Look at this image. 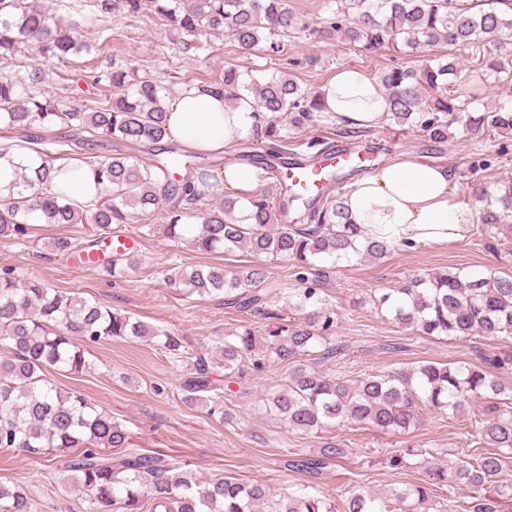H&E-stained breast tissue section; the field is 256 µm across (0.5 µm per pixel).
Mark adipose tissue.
Returning <instances> with one entry per match:
<instances>
[{
  "instance_id": "1",
  "label": "adipose tissue",
  "mask_w": 512,
  "mask_h": 512,
  "mask_svg": "<svg viewBox=\"0 0 512 512\" xmlns=\"http://www.w3.org/2000/svg\"><path fill=\"white\" fill-rule=\"evenodd\" d=\"M320 95L327 112L347 127L375 128L386 119L382 87L360 69H340ZM166 119L169 135L204 153L224 151L262 131L252 98L230 108L222 94L194 86L168 102ZM344 204L351 223L361 228L362 240L409 249L462 241L476 222L475 211L461 199L453 171L407 153L352 182Z\"/></svg>"
}]
</instances>
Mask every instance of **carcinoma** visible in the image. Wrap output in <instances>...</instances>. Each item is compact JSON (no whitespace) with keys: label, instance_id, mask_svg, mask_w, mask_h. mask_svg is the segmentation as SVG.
<instances>
[{"label":"carcinoma","instance_id":"carcinoma-1","mask_svg":"<svg viewBox=\"0 0 512 512\" xmlns=\"http://www.w3.org/2000/svg\"><path fill=\"white\" fill-rule=\"evenodd\" d=\"M96 20L113 14L138 18L146 9L178 34L176 46L195 57L205 36H228L243 49L282 51L281 40L307 32V25L288 7L287 0H90ZM77 24L67 23L45 7L44 0H0V59L37 52L46 63L79 54ZM512 31V13L490 9L472 12L460 0H330L327 16L314 33L361 43L369 49L390 46L416 51L438 43L470 47ZM45 69L34 68L24 80L0 77V125L4 132L21 134L6 139L3 150L15 146L36 154L32 174L22 173L0 196V235H19L26 225L91 224L104 235L113 224H128L134 215H147L162 201L171 204L165 234L186 240L199 251L246 250L253 256L292 262L295 278L314 285L285 291L288 304L308 316L301 323L272 322L257 338L248 325L224 335L220 356L233 376L263 373L271 365L286 364L291 376L286 388L267 399L269 409L296 431L317 432L344 424L370 425L388 431L412 428L419 411L455 415L478 409L471 418L474 453L453 471L433 467V481L373 493L355 491L338 503L311 481L299 483L286 495H273L262 484L232 478L201 482L167 462L160 454L129 451L112 456L111 449L128 447V433L79 391L63 392L50 380L59 371L81 373L90 368L87 344L112 337L156 340L173 362H191L192 376L184 385V402L208 392V414L228 415L224 395L214 385L215 360L188 356L173 331L151 327L131 315L78 299L35 280H24L12 269H0V342L11 357L0 360V448H15L45 459L54 452L77 451L68 460L71 480L100 508L112 512H441L435 484L465 490L463 512H509L512 482L502 479L512 463V406L502 401L506 386L497 371L512 369V350L482 354L479 362L444 365L429 362L360 379L329 377L304 363L318 350L317 360L340 352L327 331L334 318L320 280L326 267L352 260L382 259L391 245L369 241L356 246L360 228L349 222L343 196L304 201L306 224H280L281 202L268 192L249 197L247 223L236 217L238 200L226 197L208 205L203 188L209 186L206 158L164 142L167 88L136 68L116 61L106 74L86 72L85 81L106 88L92 107L65 102L63 92L42 88ZM380 83L386 91L387 118L411 125L441 144L458 125L464 133L512 132V106L471 112L483 85L472 83L471 72L448 57L435 63L392 67ZM203 90L224 91L228 105L243 95L255 99L266 119V136L280 137L286 123L297 127L325 111L318 93H306L288 75L261 82L246 81L234 67L224 69L219 82ZM68 129L63 162L43 147L46 140L29 137L31 129ZM152 145L154 163L146 165L118 153L100 159L91 153L93 138ZM87 168L98 195L78 203L62 194H46L42 185L52 172L64 173L72 162ZM481 236L488 250L512 239V186L505 185L483 199ZM265 270L255 263L237 269L211 264L192 269L175 266L169 280L199 295H224V305L246 309L260 305L268 293L260 288ZM377 306L396 322L419 335L463 340L486 336L512 341V276L427 273L400 288L381 294ZM338 442L325 446L321 456L284 460L285 468L310 477L346 456ZM0 512H30L27 494L16 485L0 482Z\"/></svg>","mask_w":512,"mask_h":512}]
</instances>
